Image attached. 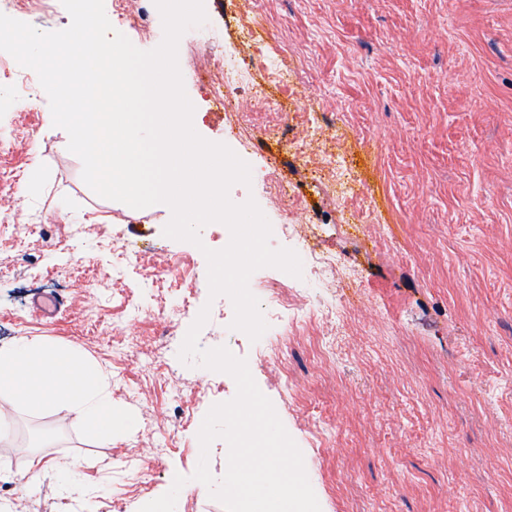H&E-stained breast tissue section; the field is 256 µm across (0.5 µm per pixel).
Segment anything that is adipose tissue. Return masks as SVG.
Listing matches in <instances>:
<instances>
[{
    "instance_id": "1",
    "label": "adipose tissue",
    "mask_w": 512,
    "mask_h": 512,
    "mask_svg": "<svg viewBox=\"0 0 512 512\" xmlns=\"http://www.w3.org/2000/svg\"><path fill=\"white\" fill-rule=\"evenodd\" d=\"M35 416L64 410L90 426L103 445L113 440L117 415L104 372L79 348L22 336L0 347V397Z\"/></svg>"
}]
</instances>
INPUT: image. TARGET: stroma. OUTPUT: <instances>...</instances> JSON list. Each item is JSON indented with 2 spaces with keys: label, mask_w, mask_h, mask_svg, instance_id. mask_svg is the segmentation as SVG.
I'll list each match as a JSON object with an SVG mask.
<instances>
[{
  "label": "stroma",
  "mask_w": 512,
  "mask_h": 512,
  "mask_svg": "<svg viewBox=\"0 0 512 512\" xmlns=\"http://www.w3.org/2000/svg\"><path fill=\"white\" fill-rule=\"evenodd\" d=\"M264 18L240 101L273 111L239 121L193 80L243 51L226 0H204L211 49L184 37L178 62L195 130L241 155L270 223L313 224L309 241L356 272L318 299L283 289L288 325L258 341L232 330L228 297L210 298L203 248L163 234L166 205L136 210L82 180L65 130L48 123L31 69L0 68V346L20 336L80 347L110 377L129 420L111 445L60 411L12 412L0 443V497L17 512H74L53 470L74 462L95 512H126L187 476L178 512H225L194 481L207 411L231 400V376L178 358L209 307L203 348L246 359L304 464L321 512H512V0H247ZM11 16L69 26L60 0H20ZM297 138L304 156L255 148L258 133ZM40 168L32 178V168ZM275 169L299 202L284 210L263 178ZM189 266L193 308L172 266ZM61 299L56 319L33 312ZM330 317L304 320L315 306ZM44 470L35 487L27 471Z\"/></svg>",
  "instance_id": "obj_1"
}]
</instances>
